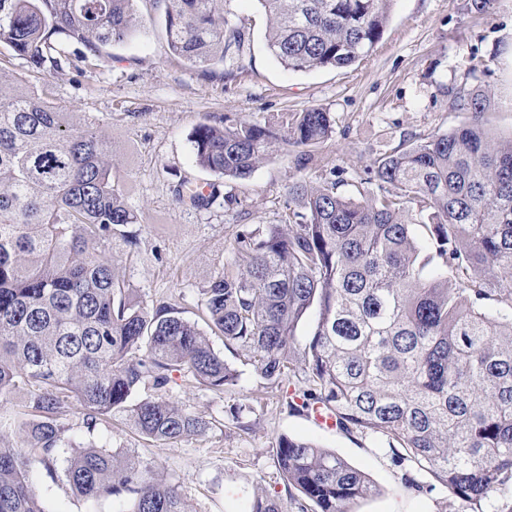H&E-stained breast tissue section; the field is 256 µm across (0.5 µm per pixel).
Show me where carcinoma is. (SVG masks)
Masks as SVG:
<instances>
[{"label": "carcinoma", "instance_id": "1", "mask_svg": "<svg viewBox=\"0 0 512 512\" xmlns=\"http://www.w3.org/2000/svg\"><path fill=\"white\" fill-rule=\"evenodd\" d=\"M137 0H0V45L38 73L57 68L72 44L84 60L143 26ZM164 14L172 54L205 74L230 70L244 34L227 0H150ZM266 45L290 71L341 68L382 39L392 0H256ZM0 402L26 399L0 417V512H44L28 478L30 454L50 465L64 449L77 498L127 494L129 512H188L179 486L133 455L64 440L68 399L87 432L121 415L147 442L201 435L208 418L163 399L177 373L217 396L239 371L208 333L168 300L144 305L109 246L140 253L137 217L112 174V141L0 68ZM471 120L368 169L379 192L337 191L296 179L287 227L242 224L235 261L198 288L207 326L224 349L256 367L267 388L296 378L291 412L333 416L387 442L410 486L430 478L475 512L512 493V136L493 142L482 119L491 95L460 97ZM323 108L282 112L264 125L199 124L196 164L245 179L279 145L329 138ZM180 183L197 208L217 197ZM413 212L412 223L405 214ZM313 317L303 340L297 328ZM279 472L297 512H351L376 492L367 474L316 444L282 435ZM249 512H285L255 495Z\"/></svg>", "mask_w": 512, "mask_h": 512}]
</instances>
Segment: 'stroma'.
Masks as SVG:
<instances>
[{"mask_svg":"<svg viewBox=\"0 0 512 512\" xmlns=\"http://www.w3.org/2000/svg\"><path fill=\"white\" fill-rule=\"evenodd\" d=\"M226 7L245 43L232 73L222 77H204L173 56L163 14L146 6L138 35L88 64L73 45L72 63L34 73L0 46V67L67 109L74 123L95 121L111 137L113 173L143 240L138 257L121 260L122 270L144 302H178L198 323L204 315L197 289L232 261L236 226L281 223L293 175L317 186L333 169L340 192L356 193L376 158L464 123L466 113L452 105L457 95L491 94L485 129L495 138L512 135V0H494L488 14L476 11L472 0H393L384 35L367 57L305 72L285 70L270 55L268 20L256 0H228ZM312 107L331 112L335 125L329 139L313 146L304 171L296 170L295 155L286 149L246 179L219 177L195 163L191 136L200 123L243 118L263 124ZM181 181L217 185L220 196L209 209L195 208L175 195ZM157 393L146 388L140 395ZM158 394L217 422L202 436L147 444L116 418L91 437L109 451L139 455L177 483L190 512H247L257 493L288 502L272 451L283 435L334 451L368 474L377 491L356 501L353 512H473L441 485L406 488L402 467L379 440L290 413L280 393L265 392L253 366H243L238 385L220 397L181 379ZM237 407L243 410L238 421L231 416ZM65 468L62 461L50 469L31 461L30 480L45 512H127L123 495L76 498Z\"/></svg>","mask_w":512,"mask_h":512,"instance_id":"35a3bbf8","label":"stroma"}]
</instances>
